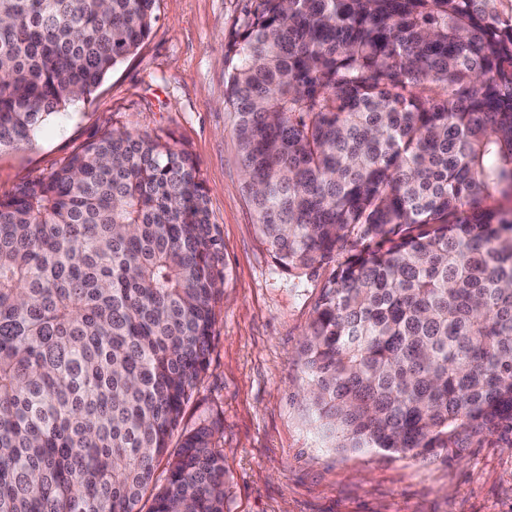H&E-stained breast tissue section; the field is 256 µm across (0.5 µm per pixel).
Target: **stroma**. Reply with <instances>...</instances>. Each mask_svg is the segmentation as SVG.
I'll list each match as a JSON object with an SVG mask.
<instances>
[{"instance_id": "obj_1", "label": "stroma", "mask_w": 512, "mask_h": 512, "mask_svg": "<svg viewBox=\"0 0 512 512\" xmlns=\"http://www.w3.org/2000/svg\"><path fill=\"white\" fill-rule=\"evenodd\" d=\"M246 0H157L141 47L86 103L32 144L0 150V196L61 166L107 128L168 133L196 161L228 275L215 307L208 369L186 422L219 416L224 512H512V449L389 457L332 447L297 393L298 350L336 260L302 276L283 271L239 189L224 108V44Z\"/></svg>"}]
</instances>
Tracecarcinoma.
Returning <instances> with one entry per match:
<instances>
[{
	"instance_id": "cac0c4a2",
	"label": "carcinoma",
	"mask_w": 512,
	"mask_h": 512,
	"mask_svg": "<svg viewBox=\"0 0 512 512\" xmlns=\"http://www.w3.org/2000/svg\"><path fill=\"white\" fill-rule=\"evenodd\" d=\"M154 6L0 0V149ZM224 48L263 239L290 274L338 257L301 345L333 447L511 448L512 0H248ZM221 250L190 153L126 126L0 198V512H224L218 421H184Z\"/></svg>"
}]
</instances>
